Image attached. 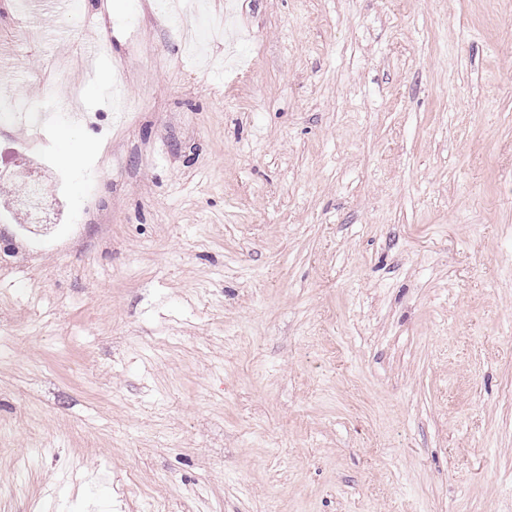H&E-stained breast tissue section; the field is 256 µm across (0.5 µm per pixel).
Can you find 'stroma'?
Here are the masks:
<instances>
[{"label":"stroma","mask_w":512,"mask_h":512,"mask_svg":"<svg viewBox=\"0 0 512 512\" xmlns=\"http://www.w3.org/2000/svg\"><path fill=\"white\" fill-rule=\"evenodd\" d=\"M78 3L0 0V512H512V0Z\"/></svg>","instance_id":"stroma-1"}]
</instances>
